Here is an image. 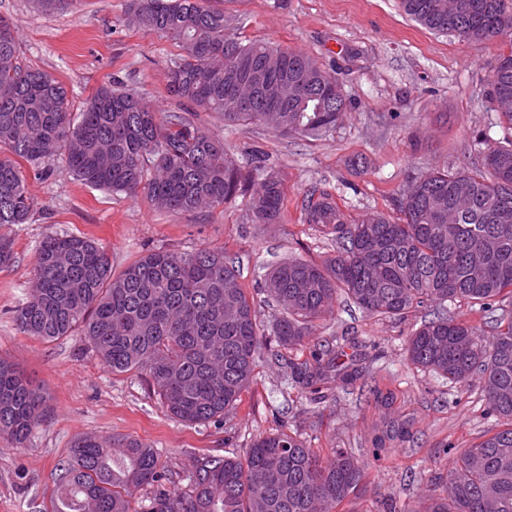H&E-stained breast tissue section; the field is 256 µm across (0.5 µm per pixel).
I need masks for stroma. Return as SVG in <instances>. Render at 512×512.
I'll use <instances>...</instances> for the list:
<instances>
[{
    "instance_id": "1",
    "label": "stroma",
    "mask_w": 512,
    "mask_h": 512,
    "mask_svg": "<svg viewBox=\"0 0 512 512\" xmlns=\"http://www.w3.org/2000/svg\"><path fill=\"white\" fill-rule=\"evenodd\" d=\"M224 9L237 33L305 53L339 79L354 101L332 134L287 138L262 124L225 125L213 112L196 111L167 91V73L182 52L165 36L126 26L128 0H66L53 13L34 0H0L18 34L19 57L56 77L74 109L103 85L142 94L160 112L192 117L224 141L228 155L244 163L252 148L269 153L283 179L280 223H252L243 198L213 209L175 213L142 194L102 190L75 179L60 158L23 164L33 207L27 223L4 227L14 260L0 266V357L17 363L49 395L45 420L24 445L0 437V512H49L58 464L87 434L133 436L152 446L185 488L191 460L240 456L259 434L275 429L284 413L289 427L316 448L351 449L374 469L368 492L345 512H411L435 477L448 469L445 445L465 448L498 428L482 400L483 381L469 387L411 369L406 343L416 313L404 321L381 320L351 301H338L309 344L333 343L342 362L355 363L381 390L395 391L390 406L370 390L339 391L312 411L306 401L284 398L281 372L260 364L236 410L222 422L189 425L168 415L144 375L108 369L83 337L44 342L20 332L16 309L35 282L34 257L50 234L86 236L107 246L112 272L120 274L147 251L218 250L234 262L245 290H253L272 264L289 257L316 262L329 241L302 222L311 188L334 194L348 221L370 211L397 216L413 179L480 162L473 141L488 146L512 137L486 98L492 60L503 46L476 44L431 31L411 20L399 0H208ZM412 422V441L374 446L384 421Z\"/></svg>"
}]
</instances>
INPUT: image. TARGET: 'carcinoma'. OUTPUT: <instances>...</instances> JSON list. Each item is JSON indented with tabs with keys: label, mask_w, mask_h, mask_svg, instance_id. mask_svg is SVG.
<instances>
[{
	"label": "carcinoma",
	"mask_w": 512,
	"mask_h": 512,
	"mask_svg": "<svg viewBox=\"0 0 512 512\" xmlns=\"http://www.w3.org/2000/svg\"><path fill=\"white\" fill-rule=\"evenodd\" d=\"M400 0L431 31L463 41L497 40L509 49L492 65L489 100L512 95V7L507 0ZM125 21L176 41L172 96L229 124H267L283 135L331 134L351 105L336 77L302 67L307 55L246 40L224 11L204 0H129ZM64 85L19 61L15 28L0 34V226L24 224L31 198L19 160L64 157L79 181L144 194L175 213L215 208L241 196L255 224H277L284 189L268 153L245 164L224 143L181 115L156 111L137 91L99 87L71 118ZM400 217L365 214L350 224L335 195L312 188L303 223L336 246L323 263L288 258L250 295L224 254L153 250L117 277L106 248L77 235H50L34 261L38 288L15 311L19 330L53 341L78 332L114 373L145 375L167 412L189 425L234 410L261 362L283 371L286 393L316 409L358 369L336 362L321 344L301 360L316 323L346 297L375 317L401 320L423 309L407 359L462 386L485 378L483 401L504 428L457 451L441 494L426 493L415 512H512V141L460 166L415 179ZM464 302L483 314L490 334L448 307ZM270 309L267 316L262 310ZM46 415V397L15 364L0 358V435L24 444ZM392 419L375 447L411 437ZM188 489L170 490V473L144 442L86 435L59 463L51 512H137L132 492L154 489L148 512H339L372 484L369 466L346 448H313L279 429L255 438L246 454L196 457Z\"/></svg>",
	"instance_id": "carcinoma-1"
}]
</instances>
